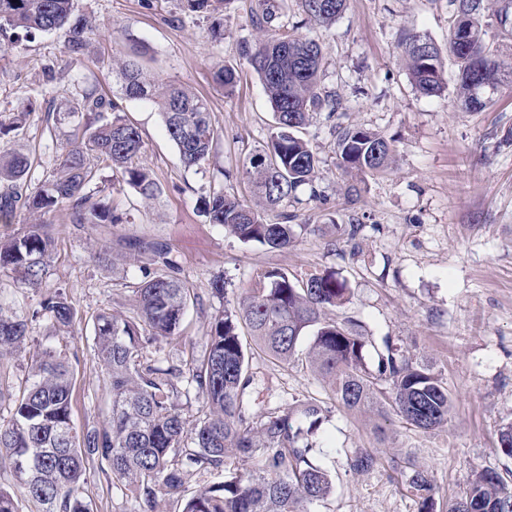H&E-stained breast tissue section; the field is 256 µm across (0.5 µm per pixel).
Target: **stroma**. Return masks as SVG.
<instances>
[{
	"mask_svg": "<svg viewBox=\"0 0 512 512\" xmlns=\"http://www.w3.org/2000/svg\"><path fill=\"white\" fill-rule=\"evenodd\" d=\"M275 2L295 35L321 43L320 88L339 102L334 116L318 114L300 132L319 160L313 186L265 214L270 222L285 213L295 217V239L282 249L240 242L203 214L214 189L249 196L247 156L267 142L273 123L263 86L242 56L257 36L244 0H213L202 12L185 10L181 0H74L73 20L89 18L95 26L88 53L74 63L62 53L63 33L0 35V114L30 113L24 128L0 145L28 156L31 184L49 175L64 132L76 123L66 115L72 84L95 80L140 128L141 162L163 189L148 206L131 187L113 186L109 201L122 217L118 224L78 227L65 213L48 215L54 246L47 277L25 293L11 272L0 270V308L23 316L61 292L76 318L65 333L47 319L34 323L24 348L1 360L0 371L20 392L31 381L32 356L53 348L73 369L77 431L106 422L111 396L95 354V319L104 311L134 316L133 284L159 267L96 260L105 246L118 254L130 240L162 244L176 276L199 296L180 337L143 343L144 356L165 368L201 357L211 316L236 302L260 273L301 279L333 271L350 290L336 315L362 325L368 368L376 369L385 341L429 366L453 396L447 424L424 431L386 407L345 410L304 356L275 363L247 335L251 403L282 411L314 399L324 409L326 419L311 438L312 460L334 475L335 488L311 512H418L406 483L417 467L433 480L436 512H446L474 471L512 470L499 445L512 424V83L502 85L491 106L465 110L454 99L457 68L448 59L441 95L413 89L396 43L416 31L447 48L450 0H348L327 27L311 22L296 0ZM134 50L144 52L156 80L184 84L207 100L218 137L200 166L185 167L156 108L125 99L108 77L110 58ZM226 67L240 73L231 88L216 79ZM50 114L61 119L54 133ZM342 125L379 132L397 147L392 170L366 177L355 193L351 177L336 168ZM340 224L362 230L351 241L337 232ZM219 277L230 287L223 299L211 292ZM359 448L378 459L363 474L346 466ZM79 493L92 512H138L131 493L95 458L86 463Z\"/></svg>",
	"mask_w": 512,
	"mask_h": 512,
	"instance_id": "1",
	"label": "stroma"
}]
</instances>
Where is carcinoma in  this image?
Segmentation results:
<instances>
[{
  "label": "carcinoma",
  "mask_w": 512,
  "mask_h": 512,
  "mask_svg": "<svg viewBox=\"0 0 512 512\" xmlns=\"http://www.w3.org/2000/svg\"><path fill=\"white\" fill-rule=\"evenodd\" d=\"M347 0H298L302 11L319 24H330L346 8ZM448 55L457 66L456 100L467 110L493 103L499 86L512 78L507 63L485 43L486 28L512 33V0H452ZM249 8L253 24L264 31L248 65L259 76L272 105L274 131L268 143L253 150L245 174L253 195L265 209H275L315 180L318 159L299 136L320 112L333 116L336 100L320 91L321 45L288 31L277 23L274 6L258 3ZM73 0H0V31L28 34L65 30L63 53L73 61L88 51L93 25L69 24ZM425 34L410 32L398 41L406 75L423 96H439L447 83L439 48L423 56L415 42ZM112 80L130 100L154 102L169 138L187 167L208 157L217 131L207 101L174 84L161 86L143 62L115 57L108 63ZM70 111L87 114L82 139L70 143L44 183L27 184L28 157L0 148V220L18 210L35 216L28 230L0 237V268H8L16 283L38 288L49 270L53 239L41 217L66 210L72 224H120L112 206L95 199L102 192V170L121 172L125 183L143 200L162 193L159 183L140 163L143 139L139 127L120 115L111 99L94 86L75 89ZM338 167L346 174L388 172L395 147L382 135L356 125L339 127ZM211 223L219 224L244 243L258 242L286 248L294 240L290 215L271 224L246 200L212 192L205 199ZM133 252L150 251L169 266L159 245L127 242ZM137 316L102 312L94 324L95 347L107 369L112 393L108 422L80 435L72 419V373L66 359L45 349L32 365V383L15 399L11 417L0 422V458L9 460L29 500L39 512H89L78 496L85 475V460L96 456L134 495L140 512H161L159 489L181 492L191 471L227 470L231 459L241 467L224 481L205 487L184 500L181 512H309L307 506L324 501L333 490L325 469L309 459L312 446L306 436L322 424L323 409L304 401L286 411L255 409L247 399L252 378L242 344L240 324L279 362L296 356L306 329L313 328L307 361L347 410L376 407L378 382L391 386L389 402L406 423L431 430L448 423L451 392L432 369L387 349L379 355L377 372L364 362L365 336L350 320L325 317L348 300L345 280L336 273L312 274L299 281L272 270L235 304L211 318L204 354L187 364L208 407L203 421L191 426L177 408L178 391L171 381L174 369H161L143 360L142 340L177 336L190 303L197 300L187 282L162 271L132 289ZM47 317L59 332L72 325L75 311L58 293L40 302L31 315L19 317L0 311V357L25 343L29 325ZM377 458L357 449L347 456L352 473L373 469ZM407 485L418 499L419 512H433L435 487L428 472L415 469ZM448 512H512V478L493 470L476 472L463 494L448 505Z\"/></svg>",
  "instance_id": "obj_1"
}]
</instances>
